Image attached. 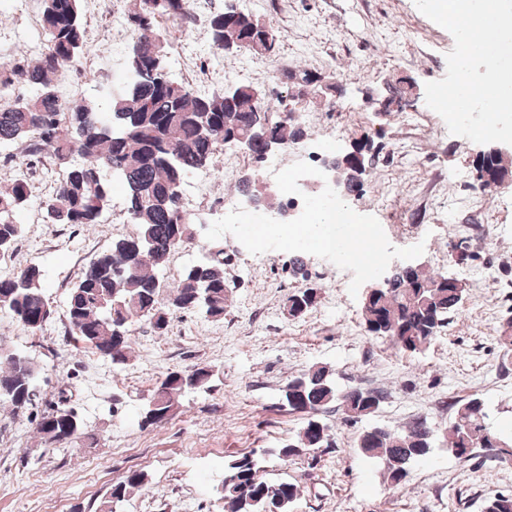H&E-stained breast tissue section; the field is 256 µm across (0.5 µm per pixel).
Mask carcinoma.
I'll return each mask as SVG.
<instances>
[{
    "label": "carcinoma",
    "instance_id": "obj_1",
    "mask_svg": "<svg viewBox=\"0 0 512 512\" xmlns=\"http://www.w3.org/2000/svg\"><path fill=\"white\" fill-rule=\"evenodd\" d=\"M83 0H42L40 25L45 45L35 59L11 55L0 64V147L19 144L25 157L47 159L63 167L53 192L42 201L49 224L82 226L100 223L108 206L112 181L125 189L128 223L133 234L112 242V248L90 261L71 287L67 316L72 331L86 346L123 364L131 349L128 325L137 318L164 336L173 317L198 311L218 321L227 308L230 281L224 271V246H200L202 257L187 267L179 281L168 284L158 271L176 249L196 244V220L179 205L181 188L191 174H215L213 159L224 141L244 138L256 164L266 161V146L285 151L307 137L304 117L289 102L298 98L293 88L331 100L336 84H322L325 75L300 66H284L276 80L286 94L271 102L254 97L258 85L234 86L235 103L224 93L200 94L175 81L169 71L165 38L157 31L165 15L188 17L187 0H133L125 13L129 34L127 64L131 73L127 89L108 99L106 108L74 101L59 93V84L86 51ZM209 37L213 48L227 56L247 53L275 57L279 35L269 24L224 5L210 12ZM22 84L30 95L15 97ZM387 144L365 136L353 142L351 151L328 154L323 167H336L347 200L364 191L367 172L389 157ZM79 160H74L73 156ZM483 186L512 182V160L490 147L473 161ZM236 186L244 198L268 212L285 211L291 201L280 193L259 188L256 174L239 177ZM31 186L21 171L0 189V254L8 252L23 233L15 215L29 203ZM289 273L303 283L286 298L288 317L304 318L320 298L302 259L289 260ZM449 275L419 266L400 265L389 272V285L373 290L362 300L361 319L367 335L382 339L410 355L425 351L458 313L464 289L448 287ZM8 311L26 330L35 334L51 319L54 310L44 291L43 274L34 263L0 276V310ZM0 359V404L18 412L20 403L36 395L37 364L14 354ZM217 370L211 365L168 372L154 389L143 411L142 427L152 426L174 410L178 398L189 389L208 387ZM282 400L292 411L308 419L295 441L276 450L289 461L315 450L333 448L328 428L319 413L337 403L346 419L358 421L375 412L372 405L339 391L331 371L315 365L288 379ZM48 447L75 445L87 437L77 414L64 406L41 417L36 427ZM434 429L420 418L401 430L372 427L357 441L360 453L383 465L384 477L393 488L406 479L409 468L433 448ZM498 442L508 446L485 424L483 400L473 395L455 403V415L445 428L444 443L461 460L475 456L478 448ZM145 485V474L129 472L112 485L98 512H116L129 490ZM221 499L224 512H291L300 495L288 481L272 483L261 475L259 460L242 455L224 464ZM483 512H512V494H496L485 500Z\"/></svg>",
    "mask_w": 512,
    "mask_h": 512
}]
</instances>
